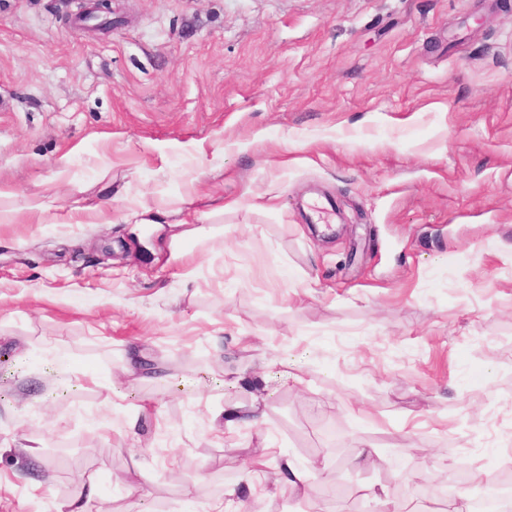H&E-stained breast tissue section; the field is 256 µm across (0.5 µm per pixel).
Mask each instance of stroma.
I'll return each mask as SVG.
<instances>
[{
    "label": "stroma",
    "mask_w": 512,
    "mask_h": 512,
    "mask_svg": "<svg viewBox=\"0 0 512 512\" xmlns=\"http://www.w3.org/2000/svg\"><path fill=\"white\" fill-rule=\"evenodd\" d=\"M90 6L0 0V512L91 480L94 512H380L369 483L438 512L425 485L512 473V0ZM183 197L205 238L175 255ZM77 200L111 223H58ZM269 443L314 501L243 484Z\"/></svg>",
    "instance_id": "stroma-1"
}]
</instances>
